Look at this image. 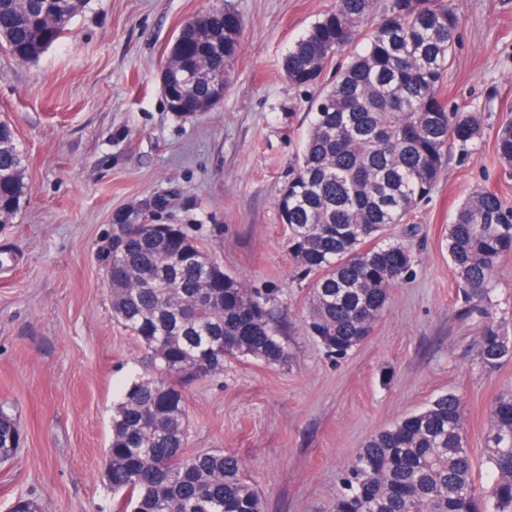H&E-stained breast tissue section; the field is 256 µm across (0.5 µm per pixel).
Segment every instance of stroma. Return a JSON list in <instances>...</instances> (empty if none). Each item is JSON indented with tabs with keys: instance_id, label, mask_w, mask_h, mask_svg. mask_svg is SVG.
Instances as JSON below:
<instances>
[{
	"instance_id": "1",
	"label": "stroma",
	"mask_w": 512,
	"mask_h": 512,
	"mask_svg": "<svg viewBox=\"0 0 512 512\" xmlns=\"http://www.w3.org/2000/svg\"><path fill=\"white\" fill-rule=\"evenodd\" d=\"M459 18L449 108L481 113L482 140L453 150L413 223L412 277L392 288L371 337L341 362L303 328L309 283L291 261L277 200L310 126L312 92L284 59L336 0H88L71 31L22 63L0 45V119L25 155L28 201L0 226V407L25 433L0 466V512L20 496L47 512H116L101 478L112 405L140 375L141 354L112 320L104 255L116 212L166 201L149 224L197 231L220 224L209 248L250 288H274L286 311L290 360H234L187 390L189 451L237 454L266 512H328L339 477L365 441L438 395L465 409L476 486L488 481L490 404L512 390V359L476 362L483 319L463 316L445 246L457 206L474 190L512 199V168L493 154L512 105V0H453ZM228 7L243 20L223 102L169 111L160 71L189 19ZM496 319L512 337V255L494 272Z\"/></svg>"
}]
</instances>
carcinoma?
Returning a JSON list of instances; mask_svg holds the SVG:
<instances>
[{
	"mask_svg": "<svg viewBox=\"0 0 512 512\" xmlns=\"http://www.w3.org/2000/svg\"><path fill=\"white\" fill-rule=\"evenodd\" d=\"M86 0H0V43L21 61L40 56L69 31ZM336 0L285 60L298 88L319 86L333 60L361 35L350 57L315 101L294 176L277 202L288 254L310 279L305 329L337 360L371 335L390 289L411 275L409 245L387 236L436 187L452 148L483 135L481 116L448 111L458 16L450 0ZM243 22L215 9L184 23L171 46L184 82L171 110L188 112L211 93L240 50ZM494 151L512 167V120L496 129ZM24 155L0 120V224L22 211L28 189ZM106 276L112 318L133 336L145 373L112 406L103 478L122 495L120 512H264L260 492L237 455L222 448L187 451L185 389L224 373L232 359L286 365L279 300L224 271L206 239L180 224L113 223ZM447 250L465 314L486 323L477 360L495 369L512 358V339L493 318L491 281L512 254V201L474 191L448 224ZM19 420L0 409V464L17 455ZM489 479L479 489L467 448L461 399L446 393L376 432L340 477L331 512H512V391L490 405L485 434Z\"/></svg>",
	"mask_w": 512,
	"mask_h": 512,
	"instance_id": "carcinoma-1",
	"label": "carcinoma"
}]
</instances>
